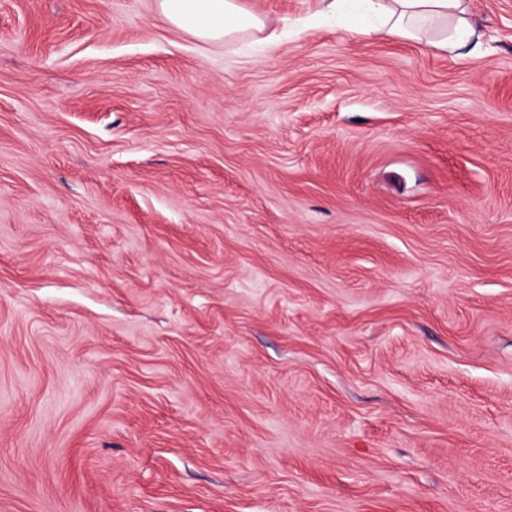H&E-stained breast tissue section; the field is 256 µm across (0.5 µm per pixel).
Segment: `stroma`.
<instances>
[{
    "label": "stroma",
    "instance_id": "obj_1",
    "mask_svg": "<svg viewBox=\"0 0 512 512\" xmlns=\"http://www.w3.org/2000/svg\"><path fill=\"white\" fill-rule=\"evenodd\" d=\"M240 2L0 0V512H512V0ZM156 1L164 21L203 42H222L264 28L263 20L244 10L236 0ZM328 1L324 16H337L351 8L358 21L353 30L365 35L385 30L393 37L425 41L443 52H452L476 35L474 28L458 15L465 11L464 0Z\"/></svg>",
    "mask_w": 512,
    "mask_h": 512
}]
</instances>
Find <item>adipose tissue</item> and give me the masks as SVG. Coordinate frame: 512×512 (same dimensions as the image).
<instances>
[{"mask_svg": "<svg viewBox=\"0 0 512 512\" xmlns=\"http://www.w3.org/2000/svg\"><path fill=\"white\" fill-rule=\"evenodd\" d=\"M160 16L171 27L203 42H221L264 27L263 20L238 0H157ZM352 10L356 30H377L390 36L417 40L450 52L476 35L462 18L463 0H328L324 16Z\"/></svg>", "mask_w": 512, "mask_h": 512, "instance_id": "ef3b65f1", "label": "adipose tissue"}]
</instances>
